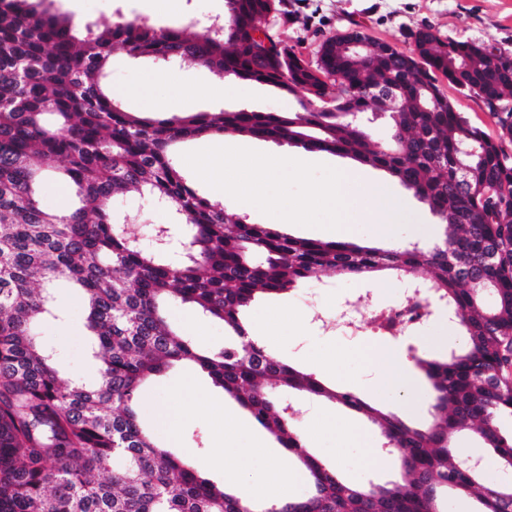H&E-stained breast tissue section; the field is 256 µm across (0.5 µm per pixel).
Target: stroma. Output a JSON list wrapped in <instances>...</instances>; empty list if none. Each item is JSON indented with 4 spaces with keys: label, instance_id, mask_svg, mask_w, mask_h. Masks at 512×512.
Masks as SVG:
<instances>
[{
    "label": "stroma",
    "instance_id": "35a3bbf8",
    "mask_svg": "<svg viewBox=\"0 0 512 512\" xmlns=\"http://www.w3.org/2000/svg\"><path fill=\"white\" fill-rule=\"evenodd\" d=\"M58 12L69 15L77 24L137 18L156 25H185L206 22L223 14L224 0H183L181 11L173 16L154 8L152 0H55ZM362 26L376 40L390 42L397 48H409L413 34L421 27H431L442 39L470 41L512 51V0H284L280 11L267 20V26L289 49L308 63H316L322 42L348 28ZM156 64L133 61L123 54L112 57L108 82L111 88L126 90L123 102L132 112L142 109L144 101L164 106H177L182 112L209 111L217 107L229 110L249 108L261 112H289L296 109L294 98L281 95L269 86H252L250 94L224 98L181 99L175 88H192L219 82L220 77L198 65L170 67L168 83H150ZM362 175L388 183L392 194L400 199L406 212L404 222L392 225L381 233V219L373 214L359 216L351 227L353 239L380 249L394 244L420 241L434 244L443 236V228L427 206L384 170L360 166ZM326 286L319 303L333 311L337 302L361 300L363 304L381 308L397 301L400 284L385 273L378 272L353 280L333 272L321 275ZM299 290L277 296L258 298L245 312V318L256 325L266 324L273 307L287 310L288 321L276 348L278 355L291 364L309 370L313 359L332 356L337 374L333 386L346 387L359 393L383 411L396 414L414 423L429 424L433 419L431 396L422 372H415L414 384L404 392L391 396L373 390L383 365L372 345L395 343L405 350L409 360L429 359L458 349L464 341L463 329L449 322L444 309H434L430 319L409 334L380 337L374 328L351 342L312 322L303 313ZM57 303L64 319L45 325L40 334L42 343L54 351L59 375L68 381H91L97 365L88 353L83 322L86 308L81 297L68 289L59 290ZM170 323L192 336L203 347L218 348L224 344V326L201 319L181 303L167 309ZM147 393L160 403L169 405L180 416V426L173 444L178 453L191 456L205 464L213 451L215 417L219 411L238 412V404L225 397L206 375L190 366L174 368L165 376L147 385ZM309 421L331 419L333 427L315 443L314 451L324 461L336 465L345 478L354 484L396 480L400 477L397 462L386 455H372L379 445L376 425L355 412L314 399L306 404ZM360 425L365 436L345 440L346 429Z\"/></svg>",
    "mask_w": 512,
    "mask_h": 512
}]
</instances>
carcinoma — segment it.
<instances>
[{
	"label": "carcinoma",
	"mask_w": 512,
	"mask_h": 512,
	"mask_svg": "<svg viewBox=\"0 0 512 512\" xmlns=\"http://www.w3.org/2000/svg\"><path fill=\"white\" fill-rule=\"evenodd\" d=\"M54 0H0V512H440L438 492L475 499L477 512H508L512 487L489 486L451 444L478 433L512 468V383L492 380L501 340L512 337V112L492 138L456 112L439 78L474 97H512L488 69L486 46L435 35L387 54L328 52L320 71L265 28L283 0H225L224 17L200 31L138 20L75 24ZM263 32L264 37L256 36ZM162 63L189 61L232 80L271 85L297 99L294 112H130L105 83L115 52ZM394 85L400 108L385 113L389 142L371 139L378 121L362 90ZM235 131L311 152L341 155L387 171L449 232L432 248L380 250L354 240L297 238L248 224L201 194L176 165L175 144ZM75 191L57 213L39 202L47 172ZM134 189L166 207L188 250L142 246L138 215L114 203ZM426 269L431 297L448 307L466 343L417 360L433 391V424L414 427L331 390L313 375L247 339L243 313L332 270L360 279ZM79 291L97 362L91 383H66L37 327L63 320L55 290ZM178 301L224 324L227 340L202 349L168 322ZM191 362L235 399L303 468L310 491L259 510L205 477L196 462L156 441L136 401L142 387ZM277 392L324 397L380 429L379 451L402 478L367 486L302 445L290 404ZM103 471L93 482L91 473Z\"/></svg>",
	"instance_id": "cac0c4a2"
}]
</instances>
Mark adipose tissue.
Wrapping results in <instances>:
<instances>
[{
    "label": "adipose tissue",
    "mask_w": 512,
    "mask_h": 512,
    "mask_svg": "<svg viewBox=\"0 0 512 512\" xmlns=\"http://www.w3.org/2000/svg\"><path fill=\"white\" fill-rule=\"evenodd\" d=\"M216 423L218 440L212 461L215 465L222 467L225 480L232 483L238 482L253 458L264 457L268 460L262 477L247 489L251 498H263L272 492L287 493L292 484L303 480L304 473L301 469L290 468L268 459L267 443L260 436H253L250 446H236L235 438L239 432L245 431L246 426L233 414L224 413L217 418Z\"/></svg>",
    "instance_id": "obj_1"
}]
</instances>
